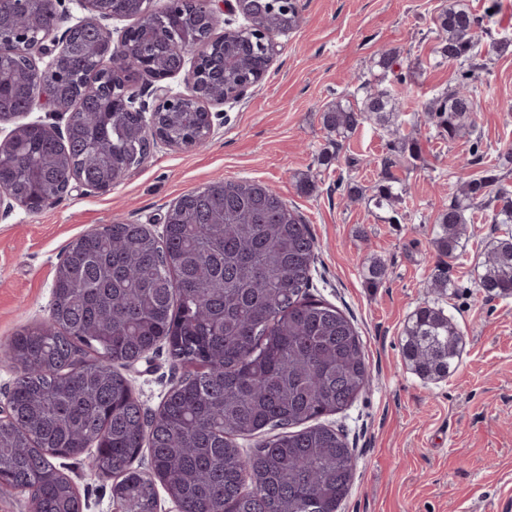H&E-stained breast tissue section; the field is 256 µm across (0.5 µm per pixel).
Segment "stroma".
Segmentation results:
<instances>
[{
	"mask_svg": "<svg viewBox=\"0 0 512 512\" xmlns=\"http://www.w3.org/2000/svg\"><path fill=\"white\" fill-rule=\"evenodd\" d=\"M445 4L300 0V24L280 36L266 78L225 106L205 148H154L110 192L76 189L40 213L18 207L1 218L0 342L48 318L54 271L81 234L117 220L159 236L161 216L181 195L224 178L261 182L310 224L320 248L312 292L351 315L365 346L368 388L352 408L324 419L344 430L356 458L340 512H501L512 499V298H488L473 285L482 242L498 233L487 211L476 212L467 250L450 265L458 293L438 299L429 282L440 260L435 222L458 191V165L480 177L512 145V53L488 52L477 80L479 151L470 137L439 135L424 107L453 83L434 33ZM388 49L399 52L409 81L389 75L382 85L399 95L401 133L414 154L391 155L390 135L368 124L335 147L323 110L352 93ZM391 175L407 193L395 210H376L369 198ZM306 178L312 191L300 188ZM351 186L359 191L352 202ZM374 258L385 273L373 285ZM436 300L453 314L465 347L453 373L430 381L404 360L401 332L416 307ZM122 372L152 411L184 374L161 349ZM59 465L88 512H112L109 481L72 458Z\"/></svg>",
	"mask_w": 512,
	"mask_h": 512,
	"instance_id": "35a3bbf8",
	"label": "stroma"
}]
</instances>
